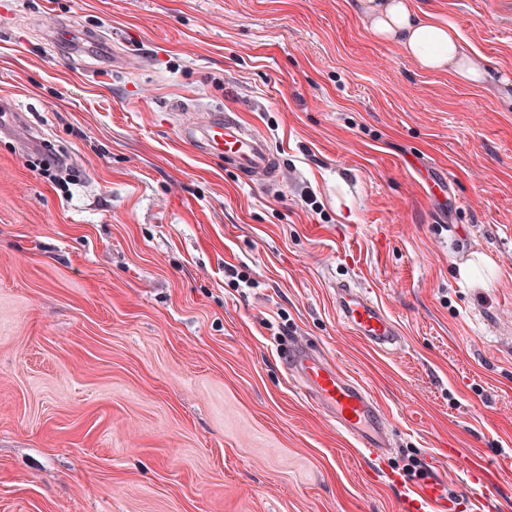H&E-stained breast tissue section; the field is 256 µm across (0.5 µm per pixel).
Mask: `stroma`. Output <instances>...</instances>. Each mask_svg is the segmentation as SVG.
Returning <instances> with one entry per match:
<instances>
[{"mask_svg":"<svg viewBox=\"0 0 512 512\" xmlns=\"http://www.w3.org/2000/svg\"><path fill=\"white\" fill-rule=\"evenodd\" d=\"M413 4L491 80L422 69L356 0H0V512H399L289 379L295 336L388 414L387 468L462 501L461 449L512 512V0ZM67 24L112 68L54 47ZM219 110L279 181L185 143ZM338 281L403 350L345 330ZM334 290L337 317L351 334L382 352L401 347L398 324L367 289L340 282Z\"/></svg>","mask_w":512,"mask_h":512,"instance_id":"1","label":"stroma"}]
</instances>
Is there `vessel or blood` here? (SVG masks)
<instances>
[{"label": "vessel or blood", "mask_w": 512, "mask_h": 512, "mask_svg": "<svg viewBox=\"0 0 512 512\" xmlns=\"http://www.w3.org/2000/svg\"><path fill=\"white\" fill-rule=\"evenodd\" d=\"M188 138L205 155H223L246 182L264 184L279 176L277 159L266 136L248 129L233 112H211L190 128ZM336 314L351 334L386 352L401 347L403 336L394 319L369 291L340 282L335 286ZM284 363L289 378L322 412L367 452L382 462L393 450L389 419L364 383L343 371L335 360L309 340L293 338ZM385 480L402 490L401 512H458L443 492L444 481L434 476L415 485L385 471Z\"/></svg>", "instance_id": "b4317fda"}]
</instances>
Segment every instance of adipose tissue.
<instances>
[{"mask_svg": "<svg viewBox=\"0 0 512 512\" xmlns=\"http://www.w3.org/2000/svg\"><path fill=\"white\" fill-rule=\"evenodd\" d=\"M359 6L373 35L394 42L422 68H448L475 84L487 78V70L463 50L452 22L421 17L410 0H359Z\"/></svg>", "mask_w": 512, "mask_h": 512, "instance_id": "ef3b65f1", "label": "adipose tissue"}]
</instances>
